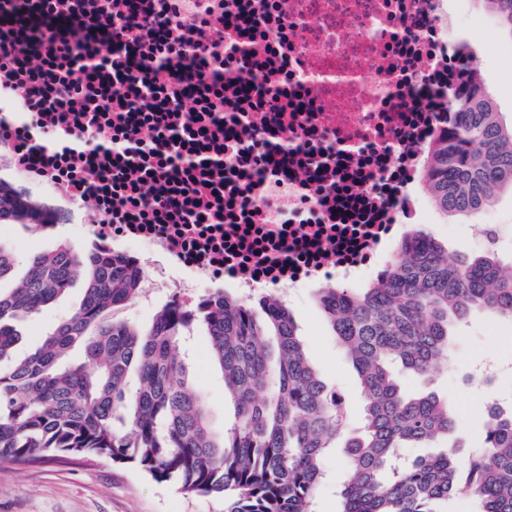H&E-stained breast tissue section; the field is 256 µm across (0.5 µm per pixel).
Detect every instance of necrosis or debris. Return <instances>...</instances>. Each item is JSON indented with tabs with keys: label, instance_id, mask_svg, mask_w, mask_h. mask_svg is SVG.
<instances>
[{
	"label": "necrosis or debris",
	"instance_id": "necrosis-or-debris-1",
	"mask_svg": "<svg viewBox=\"0 0 512 512\" xmlns=\"http://www.w3.org/2000/svg\"><path fill=\"white\" fill-rule=\"evenodd\" d=\"M3 51L0 179L190 309L380 276L468 49L445 0H0Z\"/></svg>",
	"mask_w": 512,
	"mask_h": 512
}]
</instances>
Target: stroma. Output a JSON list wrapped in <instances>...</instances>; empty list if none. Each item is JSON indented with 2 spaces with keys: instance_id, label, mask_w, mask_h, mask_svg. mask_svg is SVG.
<instances>
[{
  "instance_id": "1",
  "label": "stroma",
  "mask_w": 512,
  "mask_h": 512,
  "mask_svg": "<svg viewBox=\"0 0 512 512\" xmlns=\"http://www.w3.org/2000/svg\"><path fill=\"white\" fill-rule=\"evenodd\" d=\"M485 20L479 38L478 64L482 81L493 95L504 124L512 123V41L488 20L480 0H456L454 28L462 32L474 20ZM424 232L447 245L449 254L467 250L484 253L472 243L474 225L512 224V193L503 192L496 205L479 217H448L423 200ZM0 241L10 246L19 261L37 252L68 246L82 253L90 244L82 227L61 224L30 230L10 224L0 231ZM83 281H76L61 298L39 314L27 318L15 348L17 356L33 351L44 335L67 318L83 297ZM307 357L314 368L342 395L350 428H357L362 402L355 371L332 335L312 293L287 302ZM186 370L193 389L205 400L210 423L222 432L233 420V407L224 401V376L210 358L203 329H194L184 343ZM512 361V323L489 314H477L455 333L453 360L448 369L429 380L402 374L403 388L410 393L434 390L452 402L457 418L455 434L468 449L481 448L485 410L500 394L512 390V378L500 377L482 384L472 381L476 366ZM0 512H224L216 498L191 496L170 484H158L135 468L108 460L66 463L44 462L21 472L0 471Z\"/></svg>"
}]
</instances>
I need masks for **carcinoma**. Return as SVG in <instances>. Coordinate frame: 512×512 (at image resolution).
<instances>
[{"instance_id": "1", "label": "carcinoma", "mask_w": 512, "mask_h": 512, "mask_svg": "<svg viewBox=\"0 0 512 512\" xmlns=\"http://www.w3.org/2000/svg\"><path fill=\"white\" fill-rule=\"evenodd\" d=\"M492 19L512 40V0ZM448 91L451 130L427 149L422 189L445 215L476 216L512 190V126L505 127L475 66L459 64ZM0 224H49L24 189L0 180ZM14 253L0 244V281ZM80 306L27 357L14 361L15 322L39 313L79 279ZM138 271L95 248L37 253L0 291V469L46 460L109 459L154 482L224 500V512H316L324 457L344 438L348 477L340 512H443L462 491L478 512H512V411L490 406L484 447L448 445L411 460L401 449L450 437L452 405L434 393L409 395L395 367L428 377L446 364L455 324L476 313L512 321V271L495 252L450 259L423 231L399 245L384 277L365 288H319L316 299L356 370L361 429L343 436V397L309 363L292 315L275 295L257 304L216 290L187 310L161 308L143 329L109 318L139 294ZM201 324L224 373L234 423L215 433L191 387L178 339ZM79 349L83 364L69 360Z\"/></svg>"}]
</instances>
